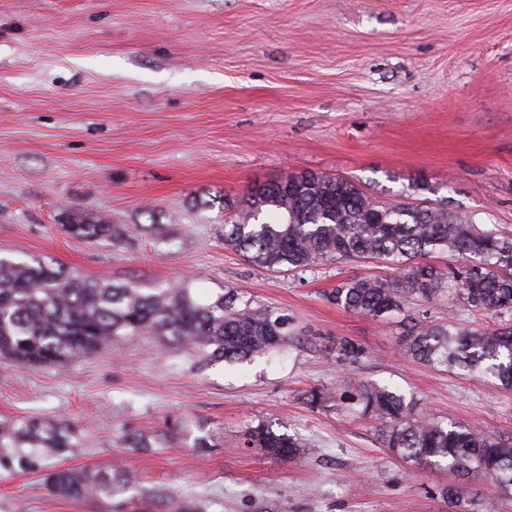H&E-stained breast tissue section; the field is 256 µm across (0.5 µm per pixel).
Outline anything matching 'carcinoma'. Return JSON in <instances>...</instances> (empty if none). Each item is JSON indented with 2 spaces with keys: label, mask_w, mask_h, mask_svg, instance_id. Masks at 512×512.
Returning a JSON list of instances; mask_svg holds the SVG:
<instances>
[{
  "label": "carcinoma",
  "mask_w": 512,
  "mask_h": 512,
  "mask_svg": "<svg viewBox=\"0 0 512 512\" xmlns=\"http://www.w3.org/2000/svg\"><path fill=\"white\" fill-rule=\"evenodd\" d=\"M235 207V220L224 225V244L263 269L297 273L355 259L399 266L393 282H338L327 300L347 311L385 318L403 312L409 296L438 299L451 279L458 304L512 315V237L471 217L443 207L382 203L344 177L315 172L256 184ZM59 224L82 241L114 243L123 236L121 224L90 223L69 210L60 213ZM437 255L454 256L460 264L430 262ZM403 325L404 354L436 369L492 377L512 390L511 323L467 328L452 318L432 323L411 313ZM290 326L288 314L255 307L236 288L201 304L189 281L176 288H140L82 279L37 257H0V359L15 365L64 366L135 336H160L209 362H242L285 347ZM336 353L356 358L362 347L343 338ZM346 408L378 421L383 445L413 472L448 469L453 479L441 496L455 512H469L482 480L490 481L500 498H512V441L470 423L431 417L413 396L388 385H361L346 397ZM79 444L77 430L66 420L1 423L0 474H39L51 494L65 499L112 501L136 484L128 468L93 471L51 464ZM243 444L284 460L306 454L301 441L268 424L251 428Z\"/></svg>",
  "instance_id": "obj_1"
}]
</instances>
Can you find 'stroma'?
<instances>
[{
    "label": "stroma",
    "mask_w": 512,
    "mask_h": 512,
    "mask_svg": "<svg viewBox=\"0 0 512 512\" xmlns=\"http://www.w3.org/2000/svg\"><path fill=\"white\" fill-rule=\"evenodd\" d=\"M301 171L512 233V0H0V256L143 288L188 278L202 304L238 288L294 319L287 346L243 364L141 338L60 368L0 361V421L78 425L63 466L134 468L127 512L190 499L205 512H448L447 471L410 472L376 421L332 398L310 408L306 391L389 384L501 439L512 392L402 355L399 315L325 299L340 280L396 270L273 272L225 246V199ZM66 208L126 225L124 241L66 236ZM408 307L436 323L496 322L447 296ZM341 338L362 354L338 359ZM263 422L307 454L244 447ZM133 433L160 441L130 448ZM159 488L168 498L147 500ZM109 509L55 497L36 474L0 481V512Z\"/></svg>",
    "instance_id": "stroma-1"
}]
</instances>
